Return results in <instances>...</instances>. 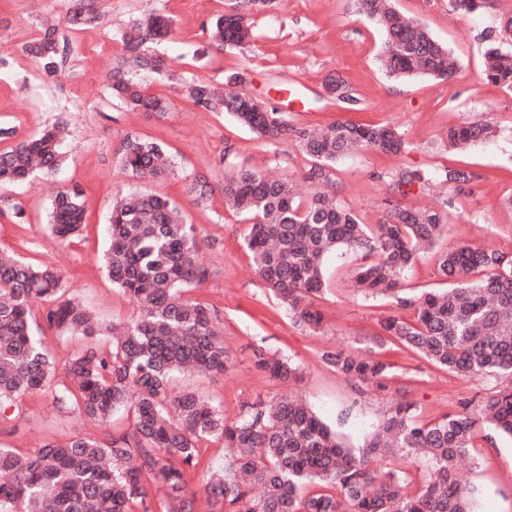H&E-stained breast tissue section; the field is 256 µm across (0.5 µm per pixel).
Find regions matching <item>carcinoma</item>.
<instances>
[{"mask_svg": "<svg viewBox=\"0 0 512 512\" xmlns=\"http://www.w3.org/2000/svg\"><path fill=\"white\" fill-rule=\"evenodd\" d=\"M274 4L227 0L224 13L211 21L210 45L222 50L249 41V17ZM354 6L383 36L379 61L388 77L445 81L456 73L458 58L393 0H354ZM489 6L490 0H448L449 9L462 14ZM102 18L100 0H69L70 29L80 31ZM174 23L157 10L129 23L120 35L123 52L112 60L109 96L119 108L162 116L167 103L147 93L139 79L155 74L181 86L194 106L231 114L261 140L296 143L310 161L307 180L319 187L306 200L288 179L258 169H238L218 186L203 176L184 177L185 194L195 205L208 206L218 190L225 207L248 222L244 242L254 270L288 309L292 324L321 329L315 299L326 289L324 258L342 248L361 256L355 284L364 296L395 298L398 306L414 308L408 317L397 313L378 321L373 335L378 345L414 353L455 377H512V259L474 244L438 248L448 226L449 198L441 208L417 210L392 195L383 201L382 222L365 224L335 193L322 190L333 185L336 164L350 153L404 150L398 130L350 120L318 131L298 127L277 108L260 111L251 95L232 89L236 72L222 90L186 77L152 47L170 35ZM487 40L485 80L512 90V17ZM23 53L46 76L57 75L63 62L57 26L41 23ZM324 90L326 104L360 110L354 95L340 97L327 83ZM492 133L487 122L450 126L446 144L462 151ZM63 141L64 125L57 123L1 150L0 190L37 171H55L63 162ZM117 162L141 183L176 168L160 144L137 135L122 140ZM472 179L466 168L446 167L406 171L392 177L390 186L406 196L416 185L460 190ZM83 196L74 185L57 190L49 201L48 223L62 241L84 231ZM107 232L103 268L112 285L138 304L135 317L114 327L109 346L97 341L102 327L87 309L66 297L61 270L0 251V408L53 389L60 409L73 408L94 421L123 410L129 419L102 439H46L28 453L0 445V512H196L189 472L200 463L202 444L214 438L230 451L224 468L210 469L202 479L201 491L218 506L216 512H476L475 490L460 480L459 470L478 422L512 438V385L495 386L478 401L461 398L454 411L427 422L402 398L357 454L298 399H257L229 419L207 398L170 390L177 371L217 375L230 363L214 308L186 296L208 276L197 261L195 226L185 222L177 200L135 188L113 200ZM423 253L431 254L446 288L399 297L405 273ZM47 330L87 339L66 361L67 383L59 390L57 361L43 342ZM322 360L387 395L402 369L380 354L361 358L337 348L324 351ZM253 366L281 382L299 376V366L262 350L254 354ZM420 453L426 454L427 473L418 483L404 467L379 477L371 470L372 463L390 456L412 460Z\"/></svg>", "mask_w": 512, "mask_h": 512, "instance_id": "cac0c4a2", "label": "carcinoma"}]
</instances>
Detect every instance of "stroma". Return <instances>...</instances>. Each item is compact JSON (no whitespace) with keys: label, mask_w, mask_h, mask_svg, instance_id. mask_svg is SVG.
<instances>
[{"label":"stroma","mask_w":512,"mask_h":512,"mask_svg":"<svg viewBox=\"0 0 512 512\" xmlns=\"http://www.w3.org/2000/svg\"><path fill=\"white\" fill-rule=\"evenodd\" d=\"M396 6L455 53L460 69L454 77L445 82L387 77L378 64L381 34L356 13L353 0H280L275 9L255 17L251 43L221 52L209 49L208 36L224 0H103L102 22L78 32L62 24L66 0H0V127L14 131L13 138L0 137V150L45 126L61 122L67 127L63 166L0 196V249L64 270L68 296L101 323L132 318L136 303L114 288L100 267L112 200L135 185L116 156L128 134L162 143L174 155L178 172L145 188L178 200L188 222L196 226L198 260L209 271L197 295L214 306L231 358L221 376L177 375L173 391L208 398L231 419L255 399L298 394L348 447H364L389 403L337 374L321 355L332 348L361 354L373 350L377 322L396 313L395 302L361 295L352 283L355 256L338 250L325 259L327 288L316 302L324 316L323 330L294 327L284 306L253 271L243 218L225 209L221 194L202 208L184 193L186 175H202L218 185L242 167L291 176L305 190L307 159L293 141L259 140L230 114L196 108L177 85L151 75L144 78L148 92L170 103L167 114L113 106L107 76L121 50L119 34L132 16L146 7L163 10L175 25L158 50L173 59L178 71L217 84L224 83L228 72H237L241 91L278 107L297 126L323 127L349 119L388 123L399 130L405 150L353 154L333 173L337 197L366 223L382 218L391 175L462 166L475 179L469 188L452 194L444 244L475 243L512 256V209L504 203L512 196V91L483 76L484 36L512 15V0H493L487 11L472 15L450 11L448 0H396ZM42 17L60 22V36L69 47L53 78L44 76L22 52ZM332 77L349 84L360 111L318 103L325 81ZM478 120L489 121L494 136L464 153L447 149L449 126ZM73 184L84 190L86 228L80 239L66 245L48 229L47 205L55 188ZM16 204L24 210L23 220L13 216ZM260 349L298 364L300 379L282 383L256 371L253 356ZM393 358L406 369L394 390L414 402L426 420L454 410L460 398L483 397L494 386L490 380L450 376L412 353L397 352ZM126 423L123 412L112 423L93 422L77 411L58 409L52 393H35L0 410V444L28 452L48 438L63 442L76 435L99 437ZM469 454L472 463L465 480L476 489L479 512H512V438L479 426Z\"/></svg>","instance_id":"stroma-1"}]
</instances>
